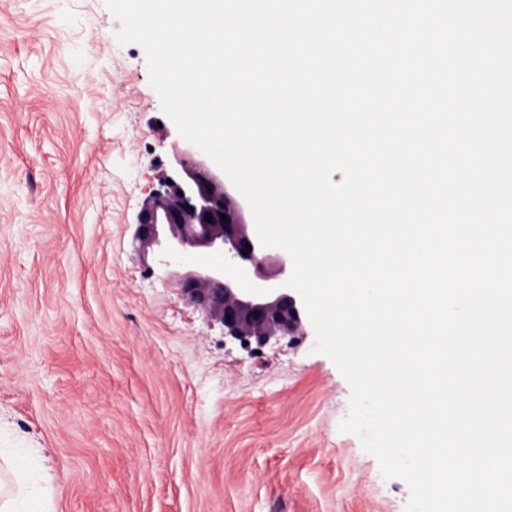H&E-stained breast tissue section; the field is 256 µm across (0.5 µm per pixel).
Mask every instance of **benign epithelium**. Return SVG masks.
I'll return each instance as SVG.
<instances>
[{
	"label": "benign epithelium",
	"mask_w": 512,
	"mask_h": 512,
	"mask_svg": "<svg viewBox=\"0 0 512 512\" xmlns=\"http://www.w3.org/2000/svg\"><path fill=\"white\" fill-rule=\"evenodd\" d=\"M173 149L175 175L158 181L138 214L139 248L156 251L181 296L222 326L224 342L254 351L296 339L305 307L285 286L290 255L259 243L248 207L200 149L187 141Z\"/></svg>",
	"instance_id": "7a95c632"
}]
</instances>
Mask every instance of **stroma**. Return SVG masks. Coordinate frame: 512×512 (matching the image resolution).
Segmentation results:
<instances>
[{
	"instance_id": "stroma-1",
	"label": "stroma",
	"mask_w": 512,
	"mask_h": 512,
	"mask_svg": "<svg viewBox=\"0 0 512 512\" xmlns=\"http://www.w3.org/2000/svg\"><path fill=\"white\" fill-rule=\"evenodd\" d=\"M119 27L0 0V448L38 450L53 512H405L313 326L225 343L138 250L181 136Z\"/></svg>"
}]
</instances>
